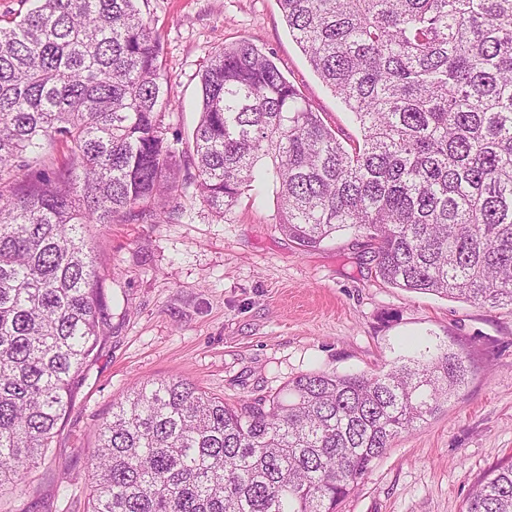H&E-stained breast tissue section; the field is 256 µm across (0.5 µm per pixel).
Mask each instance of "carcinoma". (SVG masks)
Wrapping results in <instances>:
<instances>
[{
  "mask_svg": "<svg viewBox=\"0 0 512 512\" xmlns=\"http://www.w3.org/2000/svg\"><path fill=\"white\" fill-rule=\"evenodd\" d=\"M279 3L361 140L344 146L272 56L225 46L200 77L202 202L222 215L270 179L298 246L354 229L393 288L512 306V0ZM160 56L136 0H32L0 25V492L26 493L108 337L87 226L136 206L162 217L179 190ZM54 143L64 170L18 177ZM468 375L466 355L439 345L236 404L184 380L139 383L94 429L89 512H341ZM466 512H512V464Z\"/></svg>",
  "mask_w": 512,
  "mask_h": 512,
  "instance_id": "cac0c4a2",
  "label": "carcinoma"
}]
</instances>
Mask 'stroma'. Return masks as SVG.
Segmentation results:
<instances>
[{
    "label": "stroma",
    "mask_w": 512,
    "mask_h": 512,
    "mask_svg": "<svg viewBox=\"0 0 512 512\" xmlns=\"http://www.w3.org/2000/svg\"><path fill=\"white\" fill-rule=\"evenodd\" d=\"M160 43L163 124L193 173L200 75L211 56L254 43L345 144L361 133L309 66L277 0H137ZM173 220L131 209L88 238L110 275V337L23 496L0 512H88L93 430L137 382L180 378L230 403L275 392L300 374L389 368L420 344L468 359L464 387L434 417L395 438L342 512H465L472 490L512 463V307L406 292L376 279L366 239L347 231L305 250L277 224L272 188L217 216L195 188Z\"/></svg>",
    "instance_id": "obj_1"
}]
</instances>
